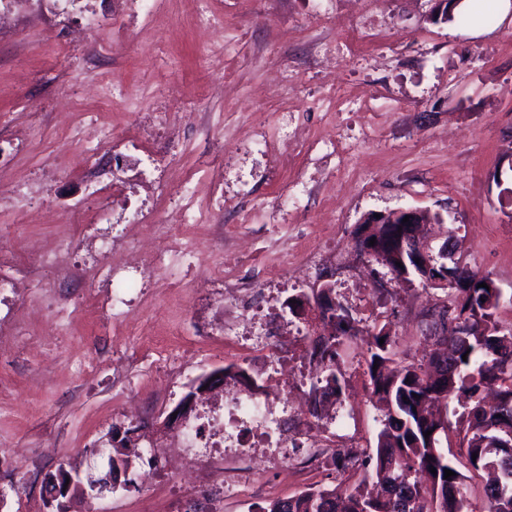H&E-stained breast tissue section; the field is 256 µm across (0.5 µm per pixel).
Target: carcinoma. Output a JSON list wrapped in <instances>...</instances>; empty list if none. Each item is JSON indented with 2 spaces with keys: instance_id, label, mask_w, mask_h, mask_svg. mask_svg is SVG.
<instances>
[{
  "instance_id": "cac0c4a2",
  "label": "carcinoma",
  "mask_w": 512,
  "mask_h": 512,
  "mask_svg": "<svg viewBox=\"0 0 512 512\" xmlns=\"http://www.w3.org/2000/svg\"><path fill=\"white\" fill-rule=\"evenodd\" d=\"M495 289L457 288L450 307L479 314L468 343H448V382H434L435 363H406L395 358L390 331L371 334L368 376L382 412L376 448L364 457L336 454V471L360 472L352 487L310 488L287 499L256 505L255 512H473L464 475L439 446L448 434V419L431 410L443 394H467L471 404L460 415L456 431L470 466L495 463L496 477L484 489V512H512V330L503 332L496 319ZM325 336L313 339L311 356L321 367L312 390L338 396L342 373L336 369L343 340L355 336L357 318L341 302L323 315ZM384 343H379V340ZM436 473H431L430 468ZM455 475L444 478V470Z\"/></svg>"
}]
</instances>
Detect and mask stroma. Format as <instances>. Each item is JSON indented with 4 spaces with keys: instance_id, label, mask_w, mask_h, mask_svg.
<instances>
[{
    "instance_id": "stroma-1",
    "label": "stroma",
    "mask_w": 512,
    "mask_h": 512,
    "mask_svg": "<svg viewBox=\"0 0 512 512\" xmlns=\"http://www.w3.org/2000/svg\"><path fill=\"white\" fill-rule=\"evenodd\" d=\"M116 0H86L60 12L54 0H24L0 30V250L15 258L10 278L30 258L26 242L52 240L77 222L71 278L43 276L39 288L11 296L0 313V512H87L79 486L55 499L47 479L81 471L89 451L132 427L122 410L134 398L154 443L161 423L189 383L242 362L227 334L200 335L212 317L234 320L212 279L220 253L241 258L232 287L249 291L247 307L265 308L266 283L282 282L300 298L330 284L351 306L360 333L345 343L340 397L312 410L310 390L282 389L314 367L304 320L297 336L271 334L258 359L268 367L270 397L304 413L311 442L360 455L372 451L381 412L367 373L368 333L387 326L407 361L429 353L421 315L450 289L393 279L384 264L356 247L369 213L421 208L439 214L428 227L432 249L490 276L502 291L497 320L512 329V12L461 26L433 21L435 0H161L126 28L112 24ZM191 103L198 121L168 145L167 164L142 172L138 139L153 107ZM96 126L115 150L96 165L118 191L86 206L89 166L84 136ZM190 180L224 194V209L189 232L192 254L135 292L126 322L108 317L110 268L128 237L167 251L156 224L176 218ZM31 193L39 219L19 221L14 199ZM253 221H238L239 209ZM148 212L147 224L120 216ZM111 254L99 248L101 237ZM64 305L38 315L46 297ZM24 326L26 338L15 334ZM119 482L108 512H148L147 469L120 447ZM235 494L213 490L210 512H252L255 504L307 487L357 482L354 471L309 462L303 472L245 461Z\"/></svg>"
}]
</instances>
